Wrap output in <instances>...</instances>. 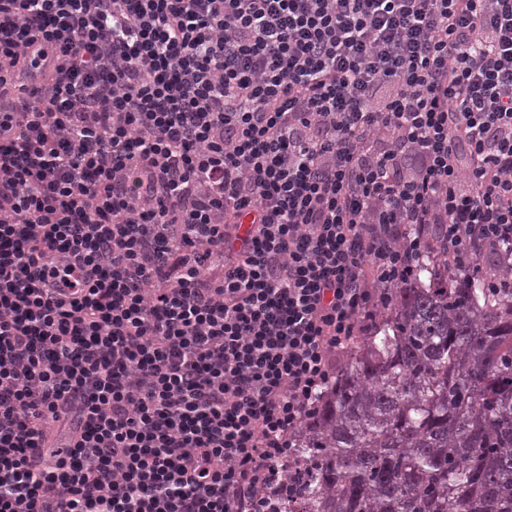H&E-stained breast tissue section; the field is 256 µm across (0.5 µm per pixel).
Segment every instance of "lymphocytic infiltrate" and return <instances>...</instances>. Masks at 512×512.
<instances>
[{"instance_id":"lymphocytic-infiltrate-1","label":"lymphocytic infiltrate","mask_w":512,"mask_h":512,"mask_svg":"<svg viewBox=\"0 0 512 512\" xmlns=\"http://www.w3.org/2000/svg\"><path fill=\"white\" fill-rule=\"evenodd\" d=\"M437 243L512 255V0H0V512H257Z\"/></svg>"}]
</instances>
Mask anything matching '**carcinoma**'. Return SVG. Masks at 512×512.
<instances>
[{
	"label": "carcinoma",
	"mask_w": 512,
	"mask_h": 512,
	"mask_svg": "<svg viewBox=\"0 0 512 512\" xmlns=\"http://www.w3.org/2000/svg\"><path fill=\"white\" fill-rule=\"evenodd\" d=\"M444 254L347 351L263 492L274 512H512V288Z\"/></svg>",
	"instance_id": "cac0c4a2"
}]
</instances>
